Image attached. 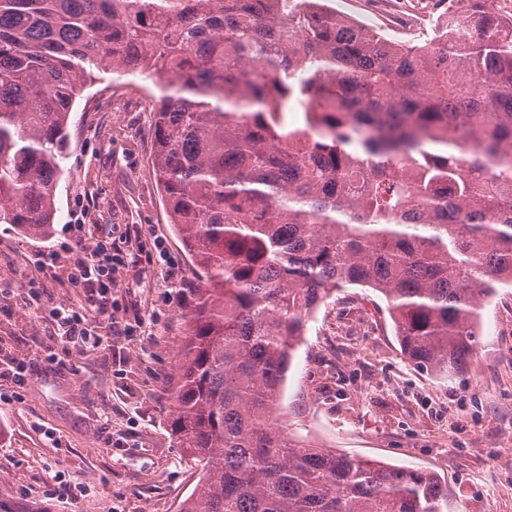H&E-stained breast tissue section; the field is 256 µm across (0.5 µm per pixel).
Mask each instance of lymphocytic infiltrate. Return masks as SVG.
<instances>
[{
    "instance_id": "f902f5d3",
    "label": "lymphocytic infiltrate",
    "mask_w": 512,
    "mask_h": 512,
    "mask_svg": "<svg viewBox=\"0 0 512 512\" xmlns=\"http://www.w3.org/2000/svg\"><path fill=\"white\" fill-rule=\"evenodd\" d=\"M128 253L117 243L102 240L77 250L67 267L57 264L53 253H41L30 260L29 272L21 276V305L25 310L42 315L51 329L52 351L46 352L47 363H56V350L100 353L110 350L116 336H129L134 327L112 320V273L127 264ZM63 274L68 283L80 288L81 304H46V290L41 280L45 272Z\"/></svg>"
}]
</instances>
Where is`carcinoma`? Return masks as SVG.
Returning a JSON list of instances; mask_svg holds the SVG:
<instances>
[{
    "instance_id": "carcinoma-1",
    "label": "carcinoma",
    "mask_w": 512,
    "mask_h": 512,
    "mask_svg": "<svg viewBox=\"0 0 512 512\" xmlns=\"http://www.w3.org/2000/svg\"><path fill=\"white\" fill-rule=\"evenodd\" d=\"M110 73L163 82L152 171L200 279L169 380L201 467L179 512H450L436 474L272 413L343 288L386 302L416 369H468L512 288V13L468 0L399 42L325 0H0V224L49 236L71 112Z\"/></svg>"
}]
</instances>
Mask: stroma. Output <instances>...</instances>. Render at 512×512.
Returning <instances> with one entry per match:
<instances>
[{"instance_id":"obj_1","label":"stroma","mask_w":512,"mask_h":512,"mask_svg":"<svg viewBox=\"0 0 512 512\" xmlns=\"http://www.w3.org/2000/svg\"><path fill=\"white\" fill-rule=\"evenodd\" d=\"M327 5L402 40L434 26L420 0ZM160 93L138 74H107L88 87L71 114L50 236L0 224V351L34 365L23 388L0 379V390L15 395L0 403L2 505L85 512V501L46 499L63 480L94 488L97 512H178L198 481L171 431L166 391L199 282L152 174L149 109ZM77 212L78 236L69 229ZM122 235L135 260L112 274V318L137 323V331L113 337L111 353H64L47 365L48 326L20 308L18 268L37 251L65 258L76 246ZM170 261L180 270L173 283ZM479 328L469 369L435 379L402 355L380 296L337 292L293 351L278 422L320 448L435 471L456 512H512V288L484 299Z\"/></svg>"}]
</instances>
